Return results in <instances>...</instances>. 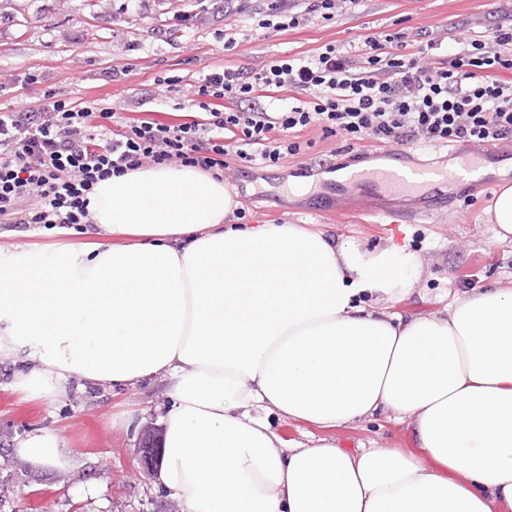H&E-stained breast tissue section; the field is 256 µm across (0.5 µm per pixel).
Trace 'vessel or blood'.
Returning <instances> with one entry per match:
<instances>
[{
    "mask_svg": "<svg viewBox=\"0 0 512 512\" xmlns=\"http://www.w3.org/2000/svg\"><path fill=\"white\" fill-rule=\"evenodd\" d=\"M459 168H471L480 165L489 158H511L512 150L502 147L488 146L476 151L468 147L455 150ZM458 175L456 170L440 168L414 167L410 171H403L402 167L391 165L388 167H371L353 171L338 179H327L323 182V189L328 197H343L353 193H364L372 196L392 194L408 197L419 201L420 206L408 213L409 220L428 217L429 209L423 208L425 191H433L441 195L446 193L449 185L456 183Z\"/></svg>",
    "mask_w": 512,
    "mask_h": 512,
    "instance_id": "vessel-or-blood-1",
    "label": "vessel or blood"
}]
</instances>
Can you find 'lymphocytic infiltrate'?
<instances>
[{"instance_id":"obj_1","label":"lymphocytic infiltrate","mask_w":512,"mask_h":512,"mask_svg":"<svg viewBox=\"0 0 512 512\" xmlns=\"http://www.w3.org/2000/svg\"><path fill=\"white\" fill-rule=\"evenodd\" d=\"M454 42L443 55L440 38L412 45L404 32H383L345 50L217 69L190 86L195 111L177 124L46 91L37 106L0 112V218L88 224L100 181L172 163L214 173L230 155L273 167L302 152L296 135L310 127L356 146L512 148V23L496 24L490 42L472 31ZM261 89L280 93L275 110L257 105Z\"/></svg>"}]
</instances>
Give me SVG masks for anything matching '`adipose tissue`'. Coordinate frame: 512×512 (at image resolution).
Here are the masks:
<instances>
[{"label":"adipose tissue","instance_id":"adipose-tissue-1","mask_svg":"<svg viewBox=\"0 0 512 512\" xmlns=\"http://www.w3.org/2000/svg\"><path fill=\"white\" fill-rule=\"evenodd\" d=\"M198 168L99 182V238L0 266V361L27 386L167 382L159 477L183 512H512V287L403 317L416 256L299 224H231ZM390 413L412 452L285 442Z\"/></svg>","mask_w":512,"mask_h":512}]
</instances>
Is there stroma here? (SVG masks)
<instances>
[{
	"label": "stroma",
	"instance_id": "stroma-1",
	"mask_svg": "<svg viewBox=\"0 0 512 512\" xmlns=\"http://www.w3.org/2000/svg\"><path fill=\"white\" fill-rule=\"evenodd\" d=\"M266 0H0V73L13 75L16 90L0 96V109L37 105L47 90L83 102L104 99L121 115L146 110L169 121L182 93L162 97L156 77L180 76L195 82L211 69L253 67L260 60L313 54L332 43L362 44L376 33L404 30L445 31L454 25L493 39L492 25L512 0H361L355 11L335 22L309 16L283 32L259 29L245 15L265 9ZM238 23V52L224 49L226 25ZM132 64V71L110 79L107 68ZM41 75L30 84L26 74ZM312 146L276 167H243L232 160L226 179L249 224H301L365 248L399 246L420 262L410 294L390 301L391 312L406 316L442 313L454 297L475 286L512 284V242L497 243L485 209L503 183L512 184V161L493 164L492 183H469L470 202L456 200L434 208L429 221L408 222L406 205L382 199L390 213L383 221L369 216V198L353 196L324 213L317 192L328 169L368 166L352 159L343 136L302 132ZM306 180L307 193H295L294 179ZM68 236L47 234L43 226L0 223V264L17 252H52L71 244ZM28 365L26 351L0 364V512H27L25 496L49 493L42 512H163L170 497L156 477L143 473L134 454L138 433L147 423H162L168 407L166 382L155 380L115 391L105 384L69 382L64 390H31L17 375ZM279 436L290 442L320 438L342 447H389L414 451L406 423L379 415L372 419L321 428L273 419ZM37 430L54 433L66 467L35 464L16 449Z\"/></svg>",
	"mask_w": 512,
	"mask_h": 512
}]
</instances>
